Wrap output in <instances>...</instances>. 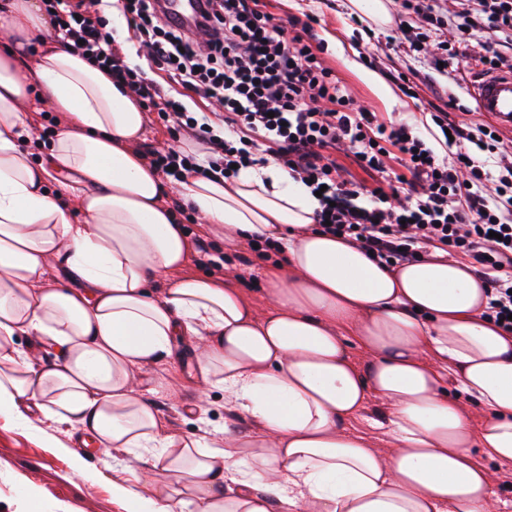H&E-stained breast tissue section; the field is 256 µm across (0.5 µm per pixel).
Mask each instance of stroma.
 <instances>
[{
  "label": "stroma",
  "instance_id": "stroma-1",
  "mask_svg": "<svg viewBox=\"0 0 512 512\" xmlns=\"http://www.w3.org/2000/svg\"><path fill=\"white\" fill-rule=\"evenodd\" d=\"M390 20L377 23L350 5V0H271L270 11L280 22L289 17L311 14L314 30L324 44L322 59L356 106L378 113L389 121H402L419 127L431 147H438L443 136L435 125H422L424 113L445 108L456 100L450 117L457 122L481 123L468 93L471 73L451 70L449 76H435L427 57L409 51H394L393 40L399 37L397 0H388ZM414 71L418 98L402 93L395 75ZM377 73L383 80L375 86L365 73ZM447 108V107H446ZM180 221L188 233L206 236L219 245L224 264L238 269L236 284L251 298L263 295L266 286V262H278L280 254L271 253L260 260L253 249L243 251L225 246L222 235L212 225L198 222L191 211L181 212ZM171 378L176 390H159L152 395L161 418L175 432L197 435L204 430H223L225 424L248 427L245 418L229 416L224 408V390L203 388L198 384L199 371L188 340L175 341L173 354L146 372L147 380L158 382ZM83 455L88 476L75 474L71 451ZM127 455L122 451L83 446L81 434L51 421L31 431L0 419V512H30L21 495L22 486H30L41 501L42 512H126L125 506L112 496L113 483L124 485L130 494L142 493L143 486L126 468Z\"/></svg>",
  "mask_w": 512,
  "mask_h": 512
}]
</instances>
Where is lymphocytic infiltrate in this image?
I'll use <instances>...</instances> for the list:
<instances>
[{"label":"lymphocytic infiltrate","mask_w":512,"mask_h":512,"mask_svg":"<svg viewBox=\"0 0 512 512\" xmlns=\"http://www.w3.org/2000/svg\"><path fill=\"white\" fill-rule=\"evenodd\" d=\"M62 43L127 87L143 107L157 112L172 136L206 141L207 160L171 147L151 150L162 172L195 171L230 179L237 170L268 160L320 192L318 230L358 242L379 263L421 258L428 248L468 258L490 283L485 315L512 332V163L490 172L487 158L512 154V138L492 124H449L446 112L431 121L449 130L452 150L428 149L409 125L393 124L353 105L324 66L310 20L274 23L266 0H206L196 29L168 22L160 0H124L149 60L185 91L211 105L215 116L192 112L149 85L116 53L104 28L102 0H41ZM444 15L431 0H400L402 15H416L439 30L452 25L457 45L440 42L431 67L463 60L460 43L482 30L512 46V0H458ZM350 151L375 187L342 175L334 152ZM494 196H485L486 182Z\"/></svg>","instance_id":"1"}]
</instances>
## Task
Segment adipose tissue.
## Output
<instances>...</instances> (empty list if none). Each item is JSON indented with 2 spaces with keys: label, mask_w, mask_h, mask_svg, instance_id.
<instances>
[{
  "label": "adipose tissue",
  "mask_w": 512,
  "mask_h": 512,
  "mask_svg": "<svg viewBox=\"0 0 512 512\" xmlns=\"http://www.w3.org/2000/svg\"><path fill=\"white\" fill-rule=\"evenodd\" d=\"M43 111L61 116L45 151L31 125ZM146 123L37 0H0V417L67 424L136 466L151 454L144 494L112 487L135 512H491L512 466V333L483 316L487 281L437 248L387 267L315 230L318 199L272 162L170 182L142 156ZM175 195L229 247L281 240L265 310L231 281L184 274ZM21 335L54 360L20 363ZM178 336L250 428L164 427L142 375Z\"/></svg>",
  "instance_id": "1"
}]
</instances>
